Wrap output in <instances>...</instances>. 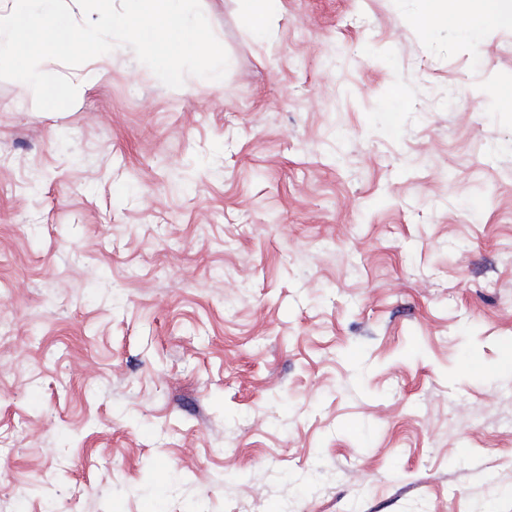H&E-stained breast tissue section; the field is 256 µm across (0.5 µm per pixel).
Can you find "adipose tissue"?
Segmentation results:
<instances>
[{"label":"adipose tissue","mask_w":512,"mask_h":512,"mask_svg":"<svg viewBox=\"0 0 512 512\" xmlns=\"http://www.w3.org/2000/svg\"><path fill=\"white\" fill-rule=\"evenodd\" d=\"M489 20L512 28V0H432L422 23L432 30L453 22L475 35Z\"/></svg>","instance_id":"adipose-tissue-1"}]
</instances>
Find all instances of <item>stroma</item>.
Masks as SVG:
<instances>
[{
    "mask_svg": "<svg viewBox=\"0 0 512 512\" xmlns=\"http://www.w3.org/2000/svg\"><path fill=\"white\" fill-rule=\"evenodd\" d=\"M201 5L219 88L0 80V512H512V28ZM240 17L247 30L255 37L267 39L270 36L268 17L276 0H237Z\"/></svg>",
    "mask_w": 512,
    "mask_h": 512,
    "instance_id": "35a3bbf8",
    "label": "stroma"
}]
</instances>
